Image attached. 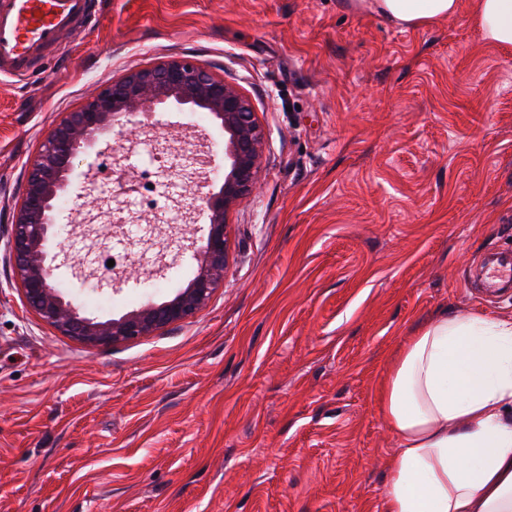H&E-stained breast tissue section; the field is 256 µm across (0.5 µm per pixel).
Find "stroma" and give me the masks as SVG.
I'll use <instances>...</instances> for the list:
<instances>
[{
    "mask_svg": "<svg viewBox=\"0 0 512 512\" xmlns=\"http://www.w3.org/2000/svg\"><path fill=\"white\" fill-rule=\"evenodd\" d=\"M185 55L239 85L270 138L229 216L223 288L189 322L87 346L30 312L7 242L26 167L65 112L129 69ZM161 112L156 131L223 141ZM137 118L113 146L152 161ZM94 270L127 255L105 320L192 277L180 236L114 182L65 210ZM165 267H157L158 244ZM512 254V48L468 13L384 23L360 0H100L39 76H0V512H379L397 446L376 393L437 310L512 316L477 271Z\"/></svg>",
    "mask_w": 512,
    "mask_h": 512,
    "instance_id": "stroma-1",
    "label": "stroma"
}]
</instances>
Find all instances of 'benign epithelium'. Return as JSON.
Masks as SVG:
<instances>
[{"mask_svg":"<svg viewBox=\"0 0 512 512\" xmlns=\"http://www.w3.org/2000/svg\"><path fill=\"white\" fill-rule=\"evenodd\" d=\"M168 106L206 112L224 130V181L216 192L192 193L188 203L189 209L203 211L208 223L204 245L191 240L185 246L195 263L193 277L168 301H147L107 321L83 316L52 283L53 271L61 266L84 273L60 240L58 224L60 201L70 195L68 176L74 161L94 149L106 129L121 126L138 113L149 119L157 108ZM155 138L175 156L199 160L168 134L157 133ZM266 144L267 133L248 96L194 59L172 57L133 69L100 87L65 113L28 166L9 242L26 305L62 335L90 345L151 336L194 318L223 287L231 246L228 215L251 195Z\"/></svg>","mask_w":512,"mask_h":512,"instance_id":"benign-epithelium-1","label":"benign epithelium"}]
</instances>
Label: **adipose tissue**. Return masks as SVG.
<instances>
[{
	"instance_id": "obj_1",
	"label": "adipose tissue",
	"mask_w": 512,
	"mask_h": 512,
	"mask_svg": "<svg viewBox=\"0 0 512 512\" xmlns=\"http://www.w3.org/2000/svg\"><path fill=\"white\" fill-rule=\"evenodd\" d=\"M389 24L430 26L462 0H363ZM483 40L512 47V0H472ZM399 446L382 512H512V317L441 309L405 336L378 394Z\"/></svg>"
}]
</instances>
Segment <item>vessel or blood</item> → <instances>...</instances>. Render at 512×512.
<instances>
[{"label":"vessel or blood","instance_id":"obj_1","mask_svg":"<svg viewBox=\"0 0 512 512\" xmlns=\"http://www.w3.org/2000/svg\"><path fill=\"white\" fill-rule=\"evenodd\" d=\"M94 15L95 0H0V76L40 72L44 59Z\"/></svg>","mask_w":512,"mask_h":512}]
</instances>
